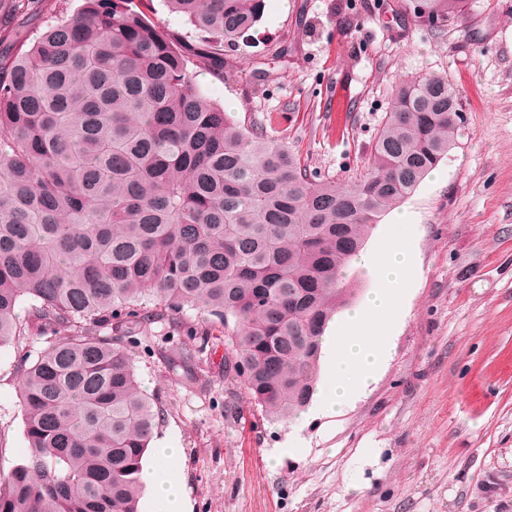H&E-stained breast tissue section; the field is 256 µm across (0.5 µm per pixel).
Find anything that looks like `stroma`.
<instances>
[{
	"instance_id": "35a3bbf8",
	"label": "stroma",
	"mask_w": 512,
	"mask_h": 512,
	"mask_svg": "<svg viewBox=\"0 0 512 512\" xmlns=\"http://www.w3.org/2000/svg\"><path fill=\"white\" fill-rule=\"evenodd\" d=\"M224 75L191 64L231 116L264 120L311 173L365 174L404 80L460 91L455 145L402 203L415 270L391 357L366 394L315 421L267 419L224 375L212 316L186 310L131 345L157 436L183 449L191 512H512V0H467L444 32L396 16L398 0H264ZM0 349V469L27 447L23 354ZM194 357L178 364L180 348ZM302 448L281 457L289 432Z\"/></svg>"
}]
</instances>
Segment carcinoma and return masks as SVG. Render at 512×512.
I'll use <instances>...</instances> for the list:
<instances>
[{
	"instance_id": "cac0c4a2",
	"label": "carcinoma",
	"mask_w": 512,
	"mask_h": 512,
	"mask_svg": "<svg viewBox=\"0 0 512 512\" xmlns=\"http://www.w3.org/2000/svg\"><path fill=\"white\" fill-rule=\"evenodd\" d=\"M164 2L188 34L171 38L134 0H84L31 42L26 0H0L13 20L0 30V347L66 330L21 365L28 447L0 473V512H138L162 412L127 341L170 311L218 317L224 367L261 416L297 417L326 325L355 296L345 270L455 144L458 89L407 80L366 173L316 181L189 70L194 57L224 75V47L264 0ZM463 7L399 0L396 13L443 31Z\"/></svg>"
}]
</instances>
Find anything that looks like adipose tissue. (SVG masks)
<instances>
[{"mask_svg": "<svg viewBox=\"0 0 512 512\" xmlns=\"http://www.w3.org/2000/svg\"><path fill=\"white\" fill-rule=\"evenodd\" d=\"M407 214H395L387 234L360 264L373 275L376 286L359 305L352 307L337 325L327 327L322 352L328 375L317 410L333 416L364 395L391 354L392 334L406 315L408 285L415 259L405 242ZM154 462L142 479L158 512H189L180 478L182 449L158 442Z\"/></svg>", "mask_w": 512, "mask_h": 512, "instance_id": "adipose-tissue-1", "label": "adipose tissue"}]
</instances>
